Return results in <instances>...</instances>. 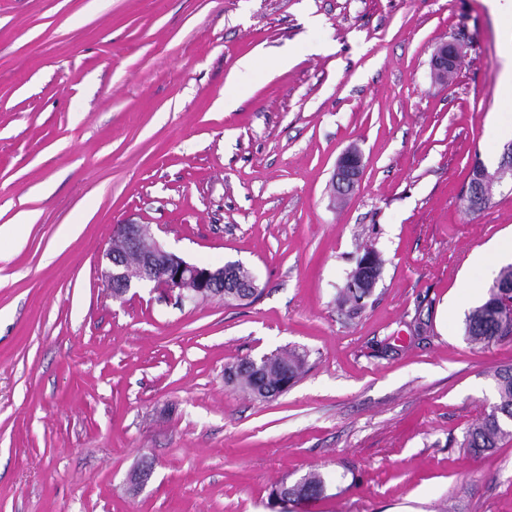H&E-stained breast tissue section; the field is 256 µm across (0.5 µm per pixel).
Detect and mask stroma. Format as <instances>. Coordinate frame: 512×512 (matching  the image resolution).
<instances>
[{"label": "stroma", "instance_id": "obj_1", "mask_svg": "<svg viewBox=\"0 0 512 512\" xmlns=\"http://www.w3.org/2000/svg\"><path fill=\"white\" fill-rule=\"evenodd\" d=\"M510 45L490 0H0V512H279L273 487L315 469L332 485L288 512H512V437L462 445L512 366V338L463 335L512 190L461 195L512 142ZM126 222L254 269L258 295L113 299ZM284 351L306 361L285 393L228 383ZM461 49L452 42H443L435 50L431 66L436 79L448 82V72H452L460 59ZM362 156L359 151L349 149L339 158L332 183L339 195H348L361 181Z\"/></svg>", "mask_w": 512, "mask_h": 512}]
</instances>
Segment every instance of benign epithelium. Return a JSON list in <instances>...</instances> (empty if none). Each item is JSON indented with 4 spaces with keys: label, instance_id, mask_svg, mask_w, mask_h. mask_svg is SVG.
<instances>
[{
    "label": "benign epithelium",
    "instance_id": "benign-epithelium-1",
    "mask_svg": "<svg viewBox=\"0 0 512 512\" xmlns=\"http://www.w3.org/2000/svg\"><path fill=\"white\" fill-rule=\"evenodd\" d=\"M461 49L452 42H443L435 50L431 66L436 79L448 80L460 59ZM362 156L353 149L339 158L332 183L340 195H348L361 181ZM493 179L505 180L512 177V145L504 147L502 160L498 163ZM116 233L120 245L106 253L107 267L102 271L109 288H118L120 293L114 299L122 298L130 288L146 283L155 288L178 291L180 300H195L224 296V268L209 267L190 263L167 252L158 242L148 245L150 228L144 224H119Z\"/></svg>",
    "mask_w": 512,
    "mask_h": 512
}]
</instances>
